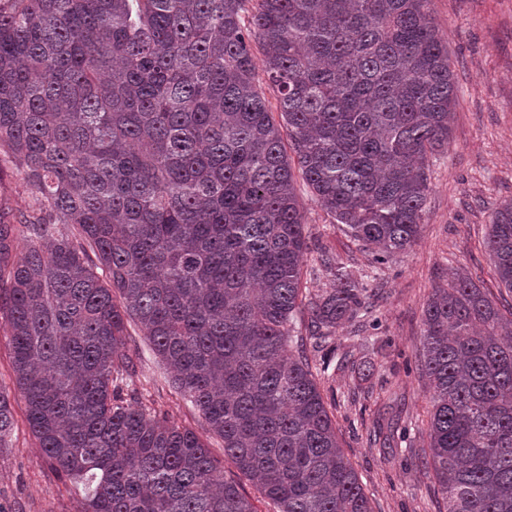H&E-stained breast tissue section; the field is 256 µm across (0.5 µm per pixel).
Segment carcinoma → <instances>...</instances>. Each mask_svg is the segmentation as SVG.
Here are the masks:
<instances>
[{
	"label": "carcinoma",
	"mask_w": 512,
	"mask_h": 512,
	"mask_svg": "<svg viewBox=\"0 0 512 512\" xmlns=\"http://www.w3.org/2000/svg\"><path fill=\"white\" fill-rule=\"evenodd\" d=\"M429 0H0V172L33 188L0 213V307L42 453L81 512H373L303 352L366 309L352 267L310 249L279 95L316 202L379 263L416 244L427 162L448 143V43ZM262 58L256 61L253 45ZM512 290V201L487 238ZM136 322L224 442L143 403ZM431 468L446 512H512V317L464 273L424 309ZM13 429L0 391V448ZM257 79L259 80V83H260V85L262 87V90L265 93V96H266L267 100L269 101V106H270L271 112H273V116H274L276 122L277 123L280 122L282 124V127L284 125L282 131H283V136H284V139H285L286 147H287V150H288V155L291 156L292 160L293 161L295 160V163H296L295 155L291 152V150L288 149V127L285 126V124H284V122L282 121V118H281V114H280V111H279V108H278L277 93L266 82L264 72L261 70V66L260 65H259V69H258Z\"/></svg>",
	"instance_id": "carcinoma-1"
}]
</instances>
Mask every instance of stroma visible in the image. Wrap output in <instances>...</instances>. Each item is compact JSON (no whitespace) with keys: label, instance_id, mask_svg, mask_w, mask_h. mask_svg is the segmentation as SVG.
Here are the masks:
<instances>
[{"label":"stroma","instance_id":"1","mask_svg":"<svg viewBox=\"0 0 512 512\" xmlns=\"http://www.w3.org/2000/svg\"><path fill=\"white\" fill-rule=\"evenodd\" d=\"M428 9L448 42L456 106L448 144L431 161L416 245L372 262L309 189L300 190L310 243L303 266L307 291L318 294L329 286L320 266L324 255L358 267L373 290L370 316L336 329V356L346 359L344 369L323 370L321 352L309 346L305 353L374 512L446 508L433 479L422 472L429 454V398L418 359L432 290L460 267L503 313L512 312V291L500 287L486 246L493 214L512 200V0H429ZM128 332L137 351L134 386L169 419L193 429L223 461V441L177 392L138 327L129 325ZM0 390L8 393L14 417L0 450V512H81L83 485L42 455L27 422L1 309Z\"/></svg>","mask_w":512,"mask_h":512}]
</instances>
